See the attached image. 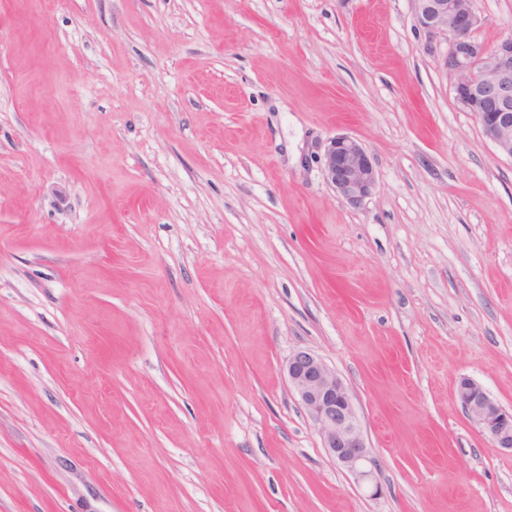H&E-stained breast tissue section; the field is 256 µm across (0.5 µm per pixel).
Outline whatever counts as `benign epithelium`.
I'll return each instance as SVG.
<instances>
[{
    "label": "benign epithelium",
    "instance_id": "1",
    "mask_svg": "<svg viewBox=\"0 0 512 512\" xmlns=\"http://www.w3.org/2000/svg\"><path fill=\"white\" fill-rule=\"evenodd\" d=\"M411 2L415 25L428 42H448L444 66L453 77L455 100L474 113L483 135L499 152L512 158V34L505 33L492 48L477 42L473 33L481 17L476 0ZM321 161L326 182L346 203L359 205L377 192L374 157L357 139L344 134L329 139ZM287 372L330 456L350 472L368 477L370 453L348 386L311 350L296 351ZM456 397L492 448L512 452V409L469 377L459 381Z\"/></svg>",
    "mask_w": 512,
    "mask_h": 512
}]
</instances>
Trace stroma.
Masks as SVG:
<instances>
[{"label": "stroma", "mask_w": 512, "mask_h": 512, "mask_svg": "<svg viewBox=\"0 0 512 512\" xmlns=\"http://www.w3.org/2000/svg\"><path fill=\"white\" fill-rule=\"evenodd\" d=\"M493 46L512 0H476ZM411 0H0V512H512V158ZM373 155L360 206L319 157ZM350 388L379 495L292 390ZM324 177L336 195L356 206L378 190L375 161L368 149L349 135H336L324 147ZM456 397L492 448L512 452V409L503 407L469 377L459 381Z\"/></svg>", "instance_id": "obj_1"}]
</instances>
